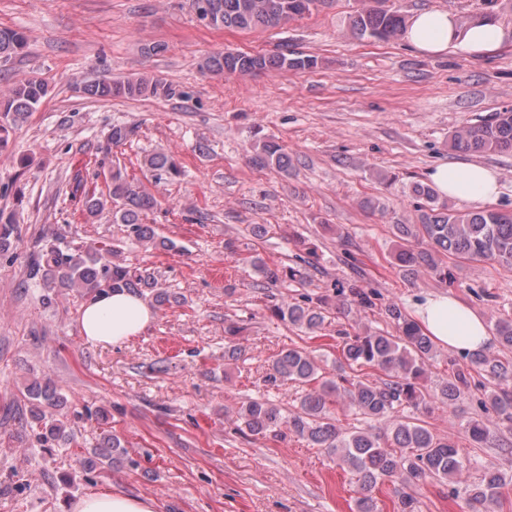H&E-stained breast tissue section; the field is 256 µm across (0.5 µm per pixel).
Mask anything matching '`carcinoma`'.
<instances>
[{
    "mask_svg": "<svg viewBox=\"0 0 512 512\" xmlns=\"http://www.w3.org/2000/svg\"><path fill=\"white\" fill-rule=\"evenodd\" d=\"M326 2L190 0L194 12L202 13L200 20L205 26L240 32L264 30L288 19L301 18ZM350 29L358 38L388 41L404 33L406 22L398 11L386 9L381 0H375L374 5L350 18ZM26 47L23 32L0 28L1 67L23 55ZM316 65V59L311 56L224 51L208 56L202 68L216 75H231L309 70ZM82 91L102 100L172 94L171 86L164 79L147 75L122 80L104 76L84 85ZM49 92L48 83L38 77L15 81L0 92V148L8 143L10 132L37 110ZM133 134L131 127L112 126L106 150L125 144ZM450 141L454 148L472 153H512V108L497 112L488 120L456 129ZM253 162L259 167L288 173V154L273 141L263 144ZM143 166L157 178L179 174L175 162L164 152L148 156ZM110 181L112 188L108 196L85 194L83 213L90 219L109 210L112 223L124 225L129 237L138 242L153 241L154 230L142 222L143 213L154 207L153 197L142 183L128 178L118 166L112 167ZM413 193L423 200L420 223L392 225L397 238L395 261L401 271L414 277L427 270L446 280L452 274L440 261L441 254L463 260L491 259L512 269V214L454 212L447 204L439 202L436 190L427 185L414 186ZM19 235L20 226L13 217L0 212V255L9 251L12 241ZM115 254V248L107 244L63 250L47 241L31 261L29 278L43 289L41 301L47 306L55 302L58 288L93 298L115 288L136 294L148 288L159 307L179 302L178 297L156 289L154 278L147 271L112 260ZM256 268L267 284H275L285 275L297 276L293 268L286 271L265 264H258ZM277 313L312 333L320 330L325 321L322 308L306 303L285 301L277 308ZM385 316L395 325L398 335L367 329L353 335L343 333L339 341L340 365L334 379L318 381L315 358L297 349L282 351L273 359L266 375L269 384L289 381L311 386L293 414L283 415L279 407L264 399L249 400L237 411V419L253 435L276 436L285 425L289 433L336 457L359 484L361 496L356 499L357 512H376L371 491L386 479L413 486L427 480L451 481L461 473L464 459L456 444L434 433L416 413H427L434 405L452 409L471 388L475 377H482L491 385L481 404L490 406L493 415L468 421L467 433L474 447H482L497 432L512 430L511 360L488 351H470L465 354L466 363L453 369L438 390L431 391L425 385V362L433 357V342L397 303L385 306ZM495 331L498 343L505 349H512V319L496 322ZM240 332L241 328L233 323L224 327L225 355L229 359L240 351L236 343ZM26 395L31 400L29 412L40 447L53 448L75 441L67 414L62 411L64 397L51 379L32 381L26 387ZM343 403L365 419L386 422V430L381 433L357 427L349 431L341 428L336 414ZM125 453L121 439L114 434L105 438V445L98 447L94 458L85 459L82 467H93L97 459L118 462ZM506 480L499 470L485 468L478 483L464 488L468 512H496Z\"/></svg>",
    "mask_w": 512,
    "mask_h": 512,
    "instance_id": "obj_1",
    "label": "carcinoma"
}]
</instances>
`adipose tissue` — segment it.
Returning <instances> with one entry per match:
<instances>
[{
  "label": "adipose tissue",
  "instance_id": "1",
  "mask_svg": "<svg viewBox=\"0 0 512 512\" xmlns=\"http://www.w3.org/2000/svg\"><path fill=\"white\" fill-rule=\"evenodd\" d=\"M420 52L437 54L454 50L462 55L492 52L512 39L497 24L480 22L460 28L454 16L440 11L415 15L406 33ZM430 179L439 193L473 204H484L498 193V177L474 164L450 163L434 168ZM414 316L424 333L439 346L463 352L488 346L492 338L483 317L446 294L425 296L414 305ZM155 318L139 296L124 290L97 296L83 307L79 329L92 345L120 346L142 334ZM71 512H155L151 499L117 493L92 494L73 502Z\"/></svg>",
  "mask_w": 512,
  "mask_h": 512
}]
</instances>
